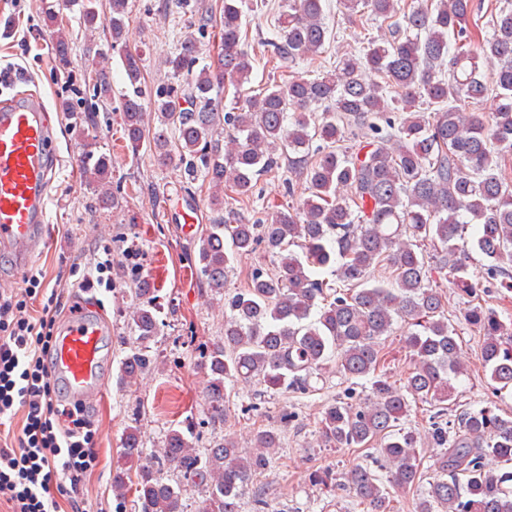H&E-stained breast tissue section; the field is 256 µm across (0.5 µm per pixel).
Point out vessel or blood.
I'll use <instances>...</instances> for the list:
<instances>
[{"label":"vessel or blood","mask_w":512,"mask_h":512,"mask_svg":"<svg viewBox=\"0 0 512 512\" xmlns=\"http://www.w3.org/2000/svg\"><path fill=\"white\" fill-rule=\"evenodd\" d=\"M49 111L33 90L0 101V257L23 269L45 239L49 186L55 165L48 152ZM104 322L77 308L53 349V376L84 403L100 397Z\"/></svg>","instance_id":"obj_1"}]
</instances>
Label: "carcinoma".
Returning <instances> with one entry per match:
<instances>
[{
    "label": "carcinoma",
    "instance_id": "obj_1",
    "mask_svg": "<svg viewBox=\"0 0 512 512\" xmlns=\"http://www.w3.org/2000/svg\"><path fill=\"white\" fill-rule=\"evenodd\" d=\"M88 28L96 27L97 0H71ZM325 0H280L273 58L290 68L324 48L329 28ZM339 0L349 16L382 20L384 34L360 54L345 53L335 68L314 78L293 75L272 81L241 107L224 111L214 91L228 81L235 89L251 80L253 58L244 42L242 0H223L217 66L196 67L195 42H184L166 59L170 78L192 74L188 88L156 89L159 126L144 123L141 57L129 45L127 0H111L106 20L110 50L126 76L121 101L127 149L146 151L159 166L200 172L212 184L214 215L199 250L200 274L210 291L224 297V335L205 355L211 375L208 419L227 416V386L255 380L269 392L311 391V380L332 365L346 379H364L368 394L330 404L319 437L330 448H369L378 454L386 479L354 464L340 473L342 486L364 512H393L388 488L405 490L421 478L423 438L402 427L413 405L427 403L432 445L441 449L438 475L418 502V512H512V416L488 402L441 420L453 400L451 378L466 372L455 327L442 296L430 285L428 262L449 270L467 295L482 284L468 279L477 250L490 260V288L512 290V182L502 162L512 156V9L492 20L482 38L473 22L474 0ZM45 14L54 27L58 62L68 65L57 4ZM502 65L494 85L480 76L479 59ZM379 77L368 81L365 71ZM93 97L112 99L106 74L95 75ZM494 93L492 111L469 112ZM323 112L317 113L315 109ZM178 133L171 148L167 129ZM352 135L354 144L337 143ZM319 144H314V141ZM84 175L103 182L111 158L95 154ZM288 158V171L304 179L305 197L277 212L267 224H251L224 209V196H249L258 181ZM263 248L277 261L272 272L257 269L247 287L224 293L231 261ZM383 268L388 275L375 276ZM330 270L335 279L322 277ZM156 289H134L130 329L136 343L121 362L120 381L131 384L146 369L149 344L158 335ZM467 323L483 336L480 360L496 383L512 389V318L475 305ZM404 324L401 341L413 367L403 385L380 374L382 337ZM254 435L245 455L230 437L199 450L186 430L172 429L160 454L148 455L138 428L123 439L125 460L137 464L134 483L140 512H184L189 484L205 487L204 512H240L241 501L269 468L281 447V424ZM494 458L500 468L490 469Z\"/></svg>",
    "mask_w": 512,
    "mask_h": 512
}]
</instances>
